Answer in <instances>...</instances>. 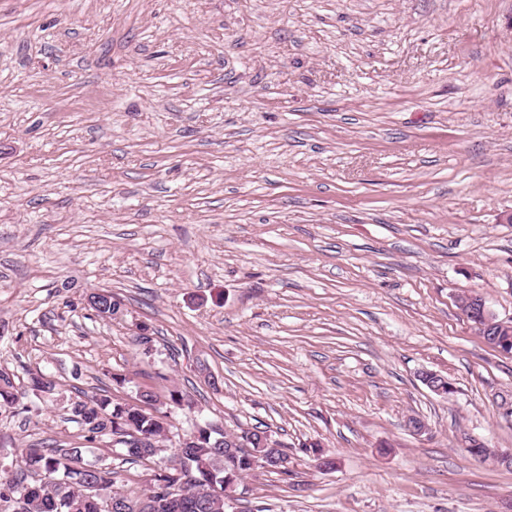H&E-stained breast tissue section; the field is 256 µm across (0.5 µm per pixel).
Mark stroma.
Listing matches in <instances>:
<instances>
[{"mask_svg": "<svg viewBox=\"0 0 512 512\" xmlns=\"http://www.w3.org/2000/svg\"><path fill=\"white\" fill-rule=\"evenodd\" d=\"M474 292L512 319V0H0L1 464L82 445L143 493L65 401L178 390L162 458L202 421L287 445L225 512H512L462 451L512 448ZM13 374L0 368V415L16 408L19 403Z\"/></svg>", "mask_w": 512, "mask_h": 512, "instance_id": "1", "label": "stroma"}]
</instances>
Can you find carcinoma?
Segmentation results:
<instances>
[{
	"instance_id": "carcinoma-1",
	"label": "carcinoma",
	"mask_w": 512,
	"mask_h": 512,
	"mask_svg": "<svg viewBox=\"0 0 512 512\" xmlns=\"http://www.w3.org/2000/svg\"><path fill=\"white\" fill-rule=\"evenodd\" d=\"M91 308L101 318L112 317V293L88 294ZM28 388L36 397L53 394L54 383L32 373ZM139 401L146 410L114 403L106 394L67 401L71 421L79 425L85 441L93 444L109 439L127 456L155 462L159 443L170 424L167 412L154 406L152 392L142 390ZM19 403L13 375L0 368V415ZM229 434L219 429L194 430L185 442L177 443L173 466L154 471L146 492L133 495L115 489L114 472L105 466L79 470L84 448L32 445L24 465L30 475L20 477L0 466V512H224V477L238 479L252 471V454L238 447L232 459L224 456L217 438Z\"/></svg>"
}]
</instances>
